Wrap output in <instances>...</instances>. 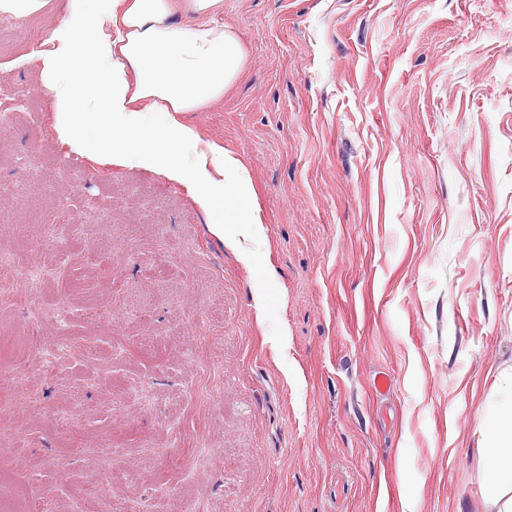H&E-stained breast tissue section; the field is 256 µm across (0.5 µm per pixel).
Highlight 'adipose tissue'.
<instances>
[{
	"mask_svg": "<svg viewBox=\"0 0 512 512\" xmlns=\"http://www.w3.org/2000/svg\"><path fill=\"white\" fill-rule=\"evenodd\" d=\"M224 0H72L40 53V89L68 153L151 168L184 185L224 236V209L253 193L246 166L204 140L185 116L221 100L245 53L219 19ZM182 14L194 24L179 22ZM479 430L488 512H512V366L501 372Z\"/></svg>",
	"mask_w": 512,
	"mask_h": 512,
	"instance_id": "obj_1",
	"label": "adipose tissue"
}]
</instances>
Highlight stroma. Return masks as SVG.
<instances>
[{
    "instance_id": "35a3bbf8",
    "label": "stroma",
    "mask_w": 512,
    "mask_h": 512,
    "mask_svg": "<svg viewBox=\"0 0 512 512\" xmlns=\"http://www.w3.org/2000/svg\"><path fill=\"white\" fill-rule=\"evenodd\" d=\"M69 4L0 18V372L28 362L0 388L6 512H487L512 0H224L245 69L187 120L251 173L263 231L239 244L159 172L67 153L51 100L29 106Z\"/></svg>"
}]
</instances>
